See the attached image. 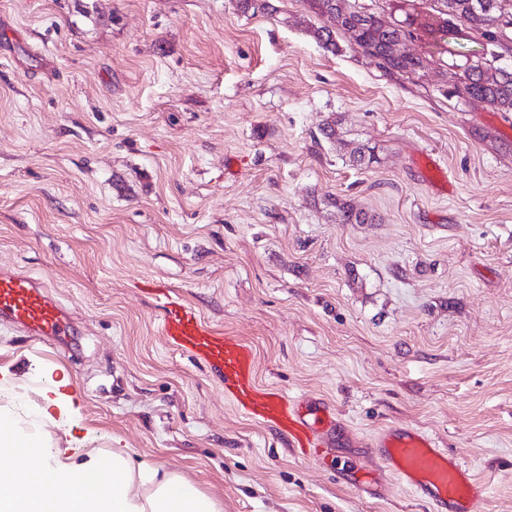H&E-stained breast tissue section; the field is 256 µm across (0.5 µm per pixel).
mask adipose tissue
<instances>
[{"instance_id": "ef3b65f1", "label": "adipose tissue", "mask_w": 512, "mask_h": 512, "mask_svg": "<svg viewBox=\"0 0 512 512\" xmlns=\"http://www.w3.org/2000/svg\"><path fill=\"white\" fill-rule=\"evenodd\" d=\"M14 408L0 403V512H221L179 475L134 469L124 448L87 464L57 463V449L19 426ZM89 472L98 478L92 491L77 482Z\"/></svg>"}]
</instances>
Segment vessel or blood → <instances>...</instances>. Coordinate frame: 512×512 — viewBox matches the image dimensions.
Instances as JSON below:
<instances>
[{
	"label": "vessel or blood",
	"mask_w": 512,
	"mask_h": 512,
	"mask_svg": "<svg viewBox=\"0 0 512 512\" xmlns=\"http://www.w3.org/2000/svg\"><path fill=\"white\" fill-rule=\"evenodd\" d=\"M162 312L161 331L169 345L209 364L224 380V394L248 417L277 426L292 447L321 451L349 440L351 431L329 405L287 398L257 384L254 356L245 342L215 332L201 314L173 290L152 289ZM0 321L31 335L60 339L70 322L61 303L28 273L0 270ZM380 470L428 501L434 512H472L476 482L472 470L426 433L391 425L373 438Z\"/></svg>",
	"instance_id": "b4317fda"
}]
</instances>
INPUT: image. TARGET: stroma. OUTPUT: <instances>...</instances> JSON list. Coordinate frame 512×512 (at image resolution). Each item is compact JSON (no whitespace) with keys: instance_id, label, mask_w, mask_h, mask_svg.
<instances>
[{"instance_id":"35a3bbf8","label":"stroma","mask_w":512,"mask_h":512,"mask_svg":"<svg viewBox=\"0 0 512 512\" xmlns=\"http://www.w3.org/2000/svg\"><path fill=\"white\" fill-rule=\"evenodd\" d=\"M0 0V264L41 276L65 347L0 325V390L68 376L76 438L114 439L223 512H433L374 491L369 438L403 424L471 467L474 512H512V115L325 53L302 0ZM378 163L348 165L319 128ZM376 214L340 224L333 198ZM248 343L261 385L333 406L355 440L314 457L173 349L145 283ZM333 116L334 115L330 116L321 128V135L323 138L332 144H336V147L338 146L340 150L349 149L344 155H348V162L351 163V166L367 168L376 162V155L373 147L364 143H357L353 147H350L354 143H348L342 138L341 132L338 130V121L336 120V117Z\"/></svg>"}]
</instances>
